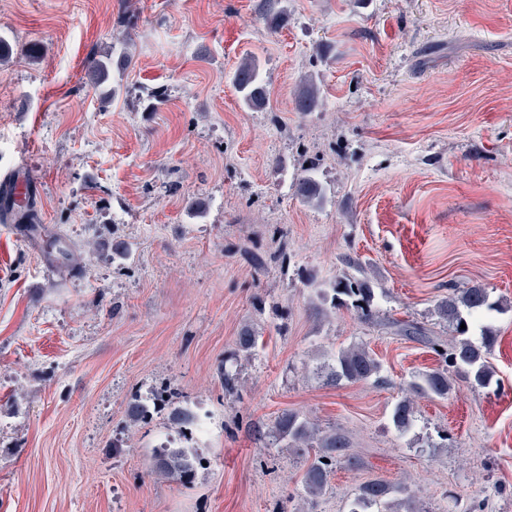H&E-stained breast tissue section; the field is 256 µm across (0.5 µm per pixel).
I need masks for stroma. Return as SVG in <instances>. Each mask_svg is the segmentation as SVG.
Instances as JSON below:
<instances>
[{"mask_svg":"<svg viewBox=\"0 0 512 512\" xmlns=\"http://www.w3.org/2000/svg\"><path fill=\"white\" fill-rule=\"evenodd\" d=\"M127 32L104 107L84 63ZM0 48V179L38 178L75 258L45 276L0 227V512H347L373 479L415 512H512V0H0ZM248 56L261 111L232 83ZM311 165L319 206L296 192ZM348 256L373 321L321 302ZM474 284L502 306L468 333L496 335V386L449 368L451 398L399 433L394 404L454 340L438 301ZM350 345L379 380H330ZM162 386L210 421L187 487L152 469L169 409L127 413ZM285 412L350 439L320 497L307 452L272 440ZM233 83L240 101L249 110L263 109L269 99L267 85L260 76V67L256 58L244 59L236 68Z\"/></svg>","mask_w":512,"mask_h":512,"instance_id":"stroma-1","label":"stroma"}]
</instances>
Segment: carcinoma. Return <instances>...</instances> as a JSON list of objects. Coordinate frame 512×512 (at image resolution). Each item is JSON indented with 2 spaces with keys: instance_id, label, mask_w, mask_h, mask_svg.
<instances>
[{
  "instance_id": "1",
  "label": "carcinoma",
  "mask_w": 512,
  "mask_h": 512,
  "mask_svg": "<svg viewBox=\"0 0 512 512\" xmlns=\"http://www.w3.org/2000/svg\"><path fill=\"white\" fill-rule=\"evenodd\" d=\"M131 41L128 34L118 40L116 45L92 55L86 65L87 81L98 91L100 103L110 104L117 94V85L112 77L114 63L126 65L129 55L126 47ZM233 83L240 101L249 110H259L267 105L269 91L260 76V67L256 58L244 59L236 68ZM298 194L308 203L321 204L326 198L322 184L317 180L313 170L306 171L297 183ZM14 224H35V209L20 207L14 212H4ZM375 286L368 278H358L343 274L331 284L329 291L321 294L323 302L333 309H353L364 321L376 317L373 308ZM488 289L482 285H472L441 299L437 304V313L448 323V328L458 334L450 351L445 353V361L459 369L469 382L480 388L489 387L494 379V370L488 361V355L495 343V336H484L476 344L466 338L467 330L461 325L469 324L470 318L486 310L498 308L489 302ZM380 365L364 346L352 345L342 348L336 356V366L331 369L332 381L349 383L367 381L379 377ZM454 385L448 378V371L433 369L417 376L410 382V396L399 400L392 413L394 427L400 433L406 432L413 424L415 407L413 397L431 396L438 399L449 398ZM273 433L275 440L287 442L290 448L315 449L314 456L308 459L303 480L306 491L316 496L328 483L330 473L336 462L344 461L353 465L349 454L350 439L342 431L323 432L316 424L294 412L283 413L275 422ZM203 461L190 456L181 448H158L154 452V466L170 475L182 484H189L194 479L195 471ZM410 509V499L406 496L403 485H390L380 480L363 483L349 503L348 512H400Z\"/></svg>"
}]
</instances>
